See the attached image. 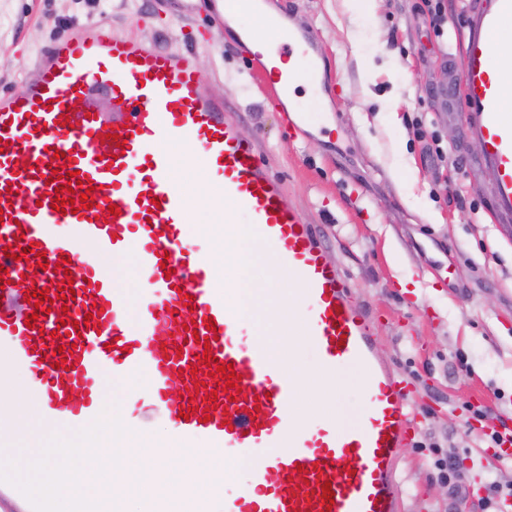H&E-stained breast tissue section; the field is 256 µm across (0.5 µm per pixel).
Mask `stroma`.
Returning <instances> with one entry per match:
<instances>
[{"instance_id": "stroma-1", "label": "stroma", "mask_w": 512, "mask_h": 512, "mask_svg": "<svg viewBox=\"0 0 512 512\" xmlns=\"http://www.w3.org/2000/svg\"><path fill=\"white\" fill-rule=\"evenodd\" d=\"M211 0H0V92L34 77V57L72 28L110 23L113 36L191 51L201 89L223 97L244 137L315 224L328 258L370 310L377 353L409 383L414 423L398 450L400 512H481L472 489L486 473L512 484V461L486 435L512 429V238L496 224L492 171L466 133L462 43L478 0H443L448 27L435 37L424 0H272L323 54L316 85L295 90L296 125L256 79L232 29L210 25ZM399 126H388L386 109ZM448 157L434 167L428 133ZM327 404L311 390L296 407L308 422L350 427L364 412L358 369ZM458 462L449 500L434 455Z\"/></svg>"}]
</instances>
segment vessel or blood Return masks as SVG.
Listing matches in <instances>:
<instances>
[{
  "label": "vessel or blood",
  "instance_id": "b4317fda",
  "mask_svg": "<svg viewBox=\"0 0 512 512\" xmlns=\"http://www.w3.org/2000/svg\"><path fill=\"white\" fill-rule=\"evenodd\" d=\"M507 19L512 0H481L470 13L462 87L467 132L495 171V208L510 217L512 54L494 41ZM273 52L303 75L315 69L313 36L276 35ZM251 61L274 101L288 96L290 76L263 55ZM36 69L20 91L0 93V347L9 369L25 374L40 420L87 427L113 382L135 370L148 379L142 404L170 438L189 446L204 439L214 452L251 458L224 512H399L397 451L413 430L407 387L377 358L373 316L327 258L316 226L289 202L223 99L201 93L193 54L117 39L93 23L41 49ZM98 93L110 114L96 109ZM173 145L202 154L214 204L245 214L273 264L300 287L302 334L324 371L361 370V422L304 428L295 379L265 346L239 342L240 323L213 286L208 255L181 245L191 201L173 176ZM63 185L87 194L89 208L55 210ZM67 225L77 236L64 234ZM85 241L94 253L82 249ZM131 260L143 284L134 298L116 273ZM67 286L74 297L60 300ZM36 291L46 295L43 307L28 300ZM207 354L232 365L236 387L210 376ZM9 391L0 377L1 448Z\"/></svg>",
  "mask_w": 512,
  "mask_h": 512
}]
</instances>
